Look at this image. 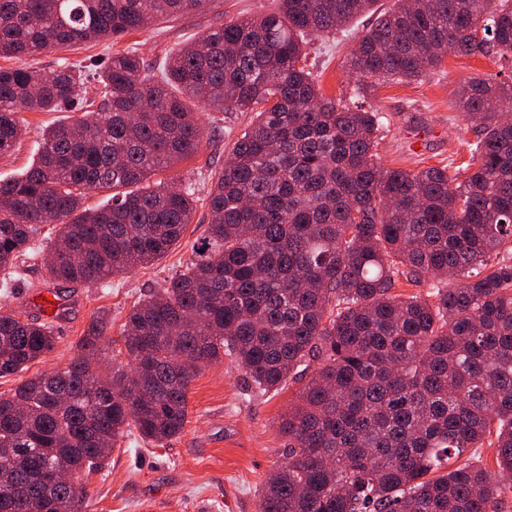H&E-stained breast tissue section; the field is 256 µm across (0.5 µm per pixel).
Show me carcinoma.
Instances as JSON below:
<instances>
[{
  "label": "carcinoma",
  "instance_id": "obj_1",
  "mask_svg": "<svg viewBox=\"0 0 512 512\" xmlns=\"http://www.w3.org/2000/svg\"><path fill=\"white\" fill-rule=\"evenodd\" d=\"M200 0H0V57L70 48L151 26ZM377 0H277L224 22L154 67L133 48L102 65L63 59L50 75L0 67V155L23 111L80 108L46 127L37 160L0 181V286L16 260L50 279L97 284L178 243L192 184H143L197 154L191 102L255 118L207 198L194 257L133 306L130 370H95L109 320L90 324L62 369L0 400V512H75L83 474L132 423L161 443L187 423L189 385L232 356L260 391L314 368L282 422L287 460L259 512H499L512 473V82L475 79L455 106L475 123L461 165L378 164L381 113L326 99L303 62ZM512 56V0H396L348 58L363 78L418 80L448 51ZM98 102L81 101L89 77ZM112 192L89 207L90 192ZM53 218L55 242L35 248ZM426 292L394 293L399 281ZM55 347L52 322L0 315V377ZM491 471L463 459L483 443ZM57 469L70 471L55 482Z\"/></svg>",
  "mask_w": 512,
  "mask_h": 512
}]
</instances>
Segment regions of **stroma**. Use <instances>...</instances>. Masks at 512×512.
<instances>
[{"instance_id":"35a3bbf8","label":"stroma","mask_w":512,"mask_h":512,"mask_svg":"<svg viewBox=\"0 0 512 512\" xmlns=\"http://www.w3.org/2000/svg\"><path fill=\"white\" fill-rule=\"evenodd\" d=\"M274 0H201L200 5L176 17L155 23L123 37L119 44L102 39L61 53L48 50L34 56L0 58V67L30 66L49 72L61 56L77 62L108 59L115 47H135L149 61H162L204 31L224 21L267 11ZM376 21L375 15L356 18L336 35L317 39L307 58L323 96L348 102L358 84L347 66L356 36ZM512 75V59L495 55L448 54L438 72L429 78L401 82L385 80L369 89L366 103L377 106L385 127L378 146L380 162L387 168L416 169L462 163L469 158L474 126L454 102L460 90L474 79H503ZM27 130L15 150L0 157V179L22 176L32 165L45 126L69 122L71 112H27ZM251 113L205 112L200 122L206 131L201 151L163 171L162 179L192 183L199 199L196 214L180 242L151 265L109 277L101 284L49 281L40 257L21 263L22 278L13 288L0 287V314L22 319L41 317L32 299L51 293L63 308L54 322L55 349L29 368L0 378V398L33 376L66 366L78 353L94 315L109 310L112 324L104 339L98 364L103 373L127 364L122 326L132 306L149 292L164 288L169 277L182 270L202 238L208 213L205 199L216 172L249 126ZM300 382L287 381L277 391L248 388L232 357L206 366L191 382L188 422L176 437L164 443L143 441L134 427H126L101 469L86 479L87 496L79 512H258L263 485L284 461L288 437L281 423L296 402Z\"/></svg>"}]
</instances>
